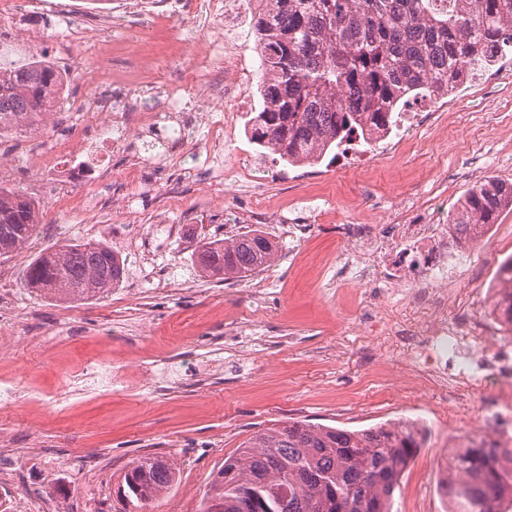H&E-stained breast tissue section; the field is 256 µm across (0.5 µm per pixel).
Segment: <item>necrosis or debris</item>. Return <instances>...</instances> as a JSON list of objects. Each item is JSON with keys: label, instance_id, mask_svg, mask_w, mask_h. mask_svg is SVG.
Segmentation results:
<instances>
[{"label": "necrosis or debris", "instance_id": "4bbe7bcc", "mask_svg": "<svg viewBox=\"0 0 512 512\" xmlns=\"http://www.w3.org/2000/svg\"><path fill=\"white\" fill-rule=\"evenodd\" d=\"M256 72L245 50L233 42L224 44V123L217 133L234 135L240 122L234 101L249 97ZM445 116L436 109L406 113L397 131L380 130L373 138L375 156H387L394 147H406L421 130L443 125ZM72 139H56L41 158L42 168L54 173L57 182L86 185L94 177L88 167L66 166L62 157L74 150ZM341 240L351 243L354 256H371L370 266L348 269L352 282L366 286L370 278L387 283L399 294L417 321L398 333V344L423 352L429 381L444 391L457 395V423L470 434H484L494 424L484 406L465 398V389L494 382L503 405H512V363L499 357L489 361L485 348L491 347L497 330L495 322L458 305L454 317L443 310L448 303V287L464 279L465 259L448 247V226L436 199H413L410 205L393 215L389 224H341Z\"/></svg>", "mask_w": 512, "mask_h": 512}]
</instances>
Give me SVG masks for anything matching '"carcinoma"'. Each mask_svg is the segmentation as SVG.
<instances>
[{"instance_id":"obj_1","label":"carcinoma","mask_w":512,"mask_h":512,"mask_svg":"<svg viewBox=\"0 0 512 512\" xmlns=\"http://www.w3.org/2000/svg\"><path fill=\"white\" fill-rule=\"evenodd\" d=\"M254 17L262 82L251 138L290 165L317 162L351 141L370 145L410 96L453 94L491 51L512 44V0H270ZM67 76L42 57L0 62V137L40 125L63 99ZM512 209V183L490 179L468 190L449 215L471 238ZM38 207L0 186V256L38 227ZM275 253L266 233L210 239L195 264L240 279L263 271ZM125 262L105 241H70L34 258L24 285L45 296L83 302L117 287ZM423 438L409 425L359 430L294 421L261 429L224 460L201 512H391L394 492ZM177 469L144 456L123 473L126 506L141 509L169 492ZM439 492L448 512H494L512 496V451L485 444L457 449Z\"/></svg>"}]
</instances>
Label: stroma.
Instances as JSON below:
<instances>
[{
	"label": "stroma",
	"instance_id": "35a3bbf8",
	"mask_svg": "<svg viewBox=\"0 0 512 512\" xmlns=\"http://www.w3.org/2000/svg\"><path fill=\"white\" fill-rule=\"evenodd\" d=\"M105 14L94 40L72 44L65 41L69 25L92 19L82 8L36 17L31 0H13L1 20L13 37L0 46V56L23 62L42 55L67 76V102L104 95L112 109L129 101L160 116L154 127L131 128L116 140L107 113H81L79 136L98 148L68 160L102 173L91 190L69 194L33 169L60 128L0 138L10 186L41 205L32 239L0 258V269L12 278L10 305L21 333L0 339L10 352L0 360V375L13 380L20 396L16 405L0 406V436L10 441L0 446V472L10 475L16 512H123L118 488L124 469L156 453L170 458L179 479L141 512H199L225 458L259 429L292 420L347 429L417 423L423 447L394 493L393 512L420 505L444 512L438 484L448 451L465 447L469 438L439 415L444 397L423 379L421 360L394 345L396 331L412 320L399 297L383 294L379 309L369 312L359 289L337 285L334 266L343 243L336 227L363 223L376 206L400 208L409 190L439 198L451 211L472 186L464 173L474 163L485 175L512 182V130L488 127L479 149L466 151L471 129L482 125L476 103L466 116L450 117L447 132L421 134L409 162L377 161L358 148L336 162L288 169L268 156L264 167L287 169L289 178L252 197L230 174L240 157L258 149L249 120L260 107L259 93L240 102V125L227 141L211 134L224 116L217 85L193 84L184 113L166 108L180 74L220 64L224 23L210 0H193L191 13L179 21L180 51L170 46L167 25L134 18L124 0H107ZM132 44L141 81L135 93L89 80L101 50L111 48L113 68L122 69ZM257 205L271 211L262 230L277 244L273 262L227 284L201 275L192 262L200 242L245 232L242 212ZM159 207L163 221L155 224L151 216ZM284 208H316L321 220L287 235L275 216ZM170 224L181 225L180 236L167 233ZM489 236L491 245L472 253L489 278L461 293L473 309L494 308L498 300L494 275L512 257V211ZM64 240H102L120 252L126 273L117 292L71 305L25 288V266ZM237 322L252 325L267 348L235 335ZM108 352L147 366L186 352L191 359L178 389L157 393L142 375L100 396L79 376Z\"/></svg>",
	"mask_w": 512,
	"mask_h": 512
}]
</instances>
